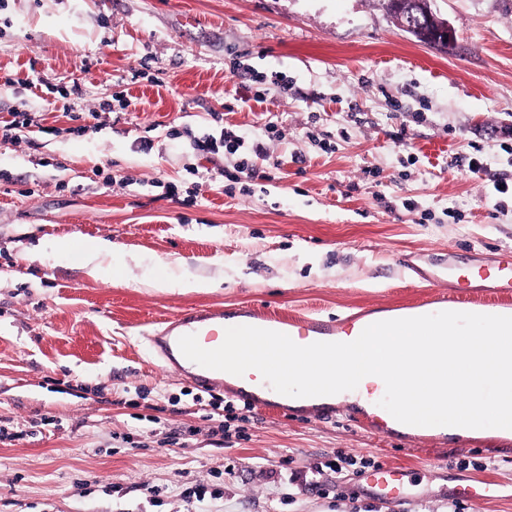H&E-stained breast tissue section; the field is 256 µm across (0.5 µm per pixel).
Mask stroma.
Segmentation results:
<instances>
[{"label": "stroma", "mask_w": 512, "mask_h": 512, "mask_svg": "<svg viewBox=\"0 0 512 512\" xmlns=\"http://www.w3.org/2000/svg\"><path fill=\"white\" fill-rule=\"evenodd\" d=\"M430 6L449 51L386 0H0V120L34 116L0 138V420L24 431L0 512H512V436L199 403L147 343L194 307L400 309L447 289V254L512 255V0ZM226 128L266 147L253 177L194 149ZM370 458L410 468L404 497ZM474 478L495 497L462 499ZM427 21H434L438 23L440 32L444 35V39L448 44V48H450L454 44V32L452 28L448 25V22L441 21L433 16L429 8L424 7V9L417 15L412 14L408 18V22H404L403 29L426 33L428 26ZM151 288L157 291L170 292L178 291L180 293L198 292L209 288H215L212 281L206 279L194 281H154L150 283ZM371 422L379 431L383 433L394 430L395 426H404L405 429L409 431L408 435L413 437L419 436L414 433L425 432L429 430V426H411L402 424L395 420L390 413L379 410L376 405L374 412L371 414Z\"/></svg>", "instance_id": "1"}]
</instances>
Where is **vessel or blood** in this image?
Here are the masks:
<instances>
[{
	"mask_svg": "<svg viewBox=\"0 0 512 512\" xmlns=\"http://www.w3.org/2000/svg\"><path fill=\"white\" fill-rule=\"evenodd\" d=\"M445 275L449 292L415 306L417 316L455 310L460 302H467L476 313L512 316V261L470 256L466 261L449 258ZM238 320L245 325L287 334L296 343L344 342L357 338L370 325L368 315L356 314L336 323L319 317L281 316L251 307L239 309ZM223 309L194 308L178 315L157 335L151 336L150 345L160 358L175 370L193 374L202 390H210L223 382L224 374L218 370L196 367L180 351V337L196 335L200 345L207 349L219 347L224 341ZM409 475L404 468L385 464L371 473V483L386 498H398L405 492Z\"/></svg>",
	"mask_w": 512,
	"mask_h": 512,
	"instance_id": "obj_1",
	"label": "vessel or blood"
}]
</instances>
